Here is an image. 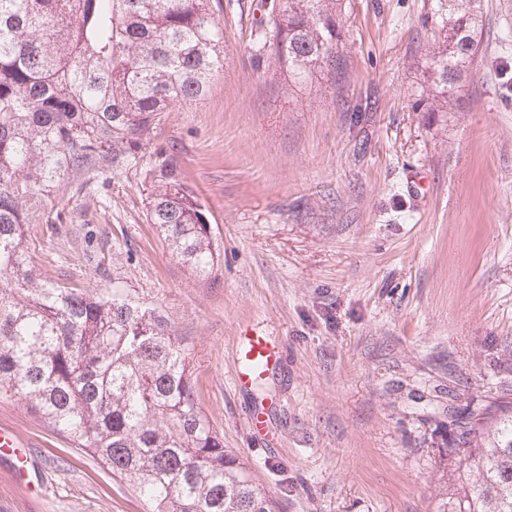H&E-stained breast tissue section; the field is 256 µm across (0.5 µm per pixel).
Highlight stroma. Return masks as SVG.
<instances>
[{
	"instance_id": "obj_1",
	"label": "stroma",
	"mask_w": 512,
	"mask_h": 512,
	"mask_svg": "<svg viewBox=\"0 0 512 512\" xmlns=\"http://www.w3.org/2000/svg\"><path fill=\"white\" fill-rule=\"evenodd\" d=\"M341 77L257 66L260 0H212L226 60L163 113L128 166L69 176L29 255L80 288L135 289L188 344L204 413L279 512H434L438 447L512 404V0H481L482 52L455 112H419L433 0H344ZM221 252L192 276L146 219L158 153ZM278 352L240 388L246 337ZM261 412L265 435L254 434ZM32 492L0 453V512H143L119 478L0 400Z\"/></svg>"
}]
</instances>
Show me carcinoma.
Instances as JSON below:
<instances>
[{"mask_svg": "<svg viewBox=\"0 0 512 512\" xmlns=\"http://www.w3.org/2000/svg\"><path fill=\"white\" fill-rule=\"evenodd\" d=\"M257 58L293 81L339 74L340 0H262ZM480 0H435L440 38L420 62L425 112L458 109L475 64ZM224 68L209 0H0V398H17L139 494L146 512H276L196 395L189 349L131 288L62 285L31 264L30 225L64 176L119 169L161 114L202 98ZM147 216L178 261L206 278L220 254L207 210L159 157ZM492 437L461 433V483L436 512H512V409Z\"/></svg>", "mask_w": 512, "mask_h": 512, "instance_id": "cac0c4a2", "label": "carcinoma"}]
</instances>
